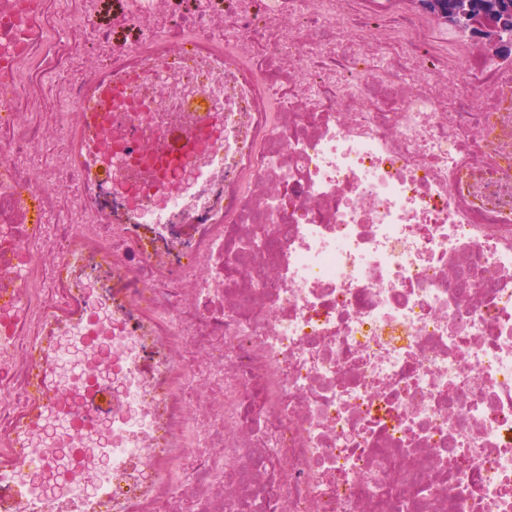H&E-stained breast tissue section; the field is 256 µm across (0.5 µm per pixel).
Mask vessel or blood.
Listing matches in <instances>:
<instances>
[{
    "label": "vessel or blood",
    "instance_id": "b4317fda",
    "mask_svg": "<svg viewBox=\"0 0 512 512\" xmlns=\"http://www.w3.org/2000/svg\"><path fill=\"white\" fill-rule=\"evenodd\" d=\"M223 60V50L192 41L157 44L135 59L113 57L110 68L86 85L75 106L69 170L85 172L98 183L117 177L136 185L143 198L156 199L151 221L162 223L167 205L191 195L194 183L210 182L223 168L224 124L208 92L201 91L180 102L181 118L163 121L158 135L145 137L140 115L151 110L155 98L150 76L162 72L177 77L198 62L216 75L223 71ZM190 154L200 157L193 182L157 165L158 160L178 162ZM54 375L52 368L39 370L38 399L45 411L65 418L69 410L63 394L50 383Z\"/></svg>",
    "mask_w": 512,
    "mask_h": 512
}]
</instances>
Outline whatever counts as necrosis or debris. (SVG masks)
Segmentation results:
<instances>
[{
  "instance_id": "4bbe7bcc",
  "label": "necrosis or debris",
  "mask_w": 512,
  "mask_h": 512,
  "mask_svg": "<svg viewBox=\"0 0 512 512\" xmlns=\"http://www.w3.org/2000/svg\"><path fill=\"white\" fill-rule=\"evenodd\" d=\"M78 3L66 28L104 60L223 44L222 84L154 81L161 112L223 101L224 169L162 224L72 174L69 212L114 221L51 223L15 117L52 28L45 0H0V512L100 482L82 512H512V52L423 0ZM86 298L112 334L59 357L98 413L61 482L14 469L13 438L50 317Z\"/></svg>"
}]
</instances>
